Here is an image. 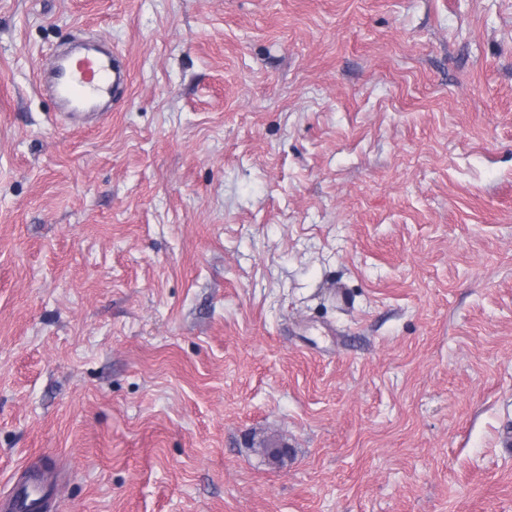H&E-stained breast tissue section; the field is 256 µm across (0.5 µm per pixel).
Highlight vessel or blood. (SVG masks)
<instances>
[{
  "mask_svg": "<svg viewBox=\"0 0 512 512\" xmlns=\"http://www.w3.org/2000/svg\"><path fill=\"white\" fill-rule=\"evenodd\" d=\"M128 80L115 57L93 47L61 56L53 73L41 84L60 108L73 116L99 113L108 98Z\"/></svg>",
  "mask_w": 512,
  "mask_h": 512,
  "instance_id": "1",
  "label": "vessel or blood"
}]
</instances>
